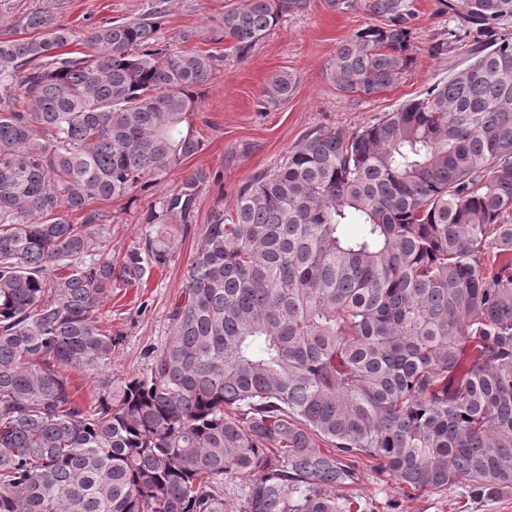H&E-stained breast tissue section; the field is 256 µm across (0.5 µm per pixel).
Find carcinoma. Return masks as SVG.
Instances as JSON below:
<instances>
[{"instance_id":"1","label":"carcinoma","mask_w":512,"mask_h":512,"mask_svg":"<svg viewBox=\"0 0 512 512\" xmlns=\"http://www.w3.org/2000/svg\"><path fill=\"white\" fill-rule=\"evenodd\" d=\"M310 0L224 12L239 55ZM375 23L333 78L371 98L412 62L415 0H328ZM472 62L356 133L320 130L213 213L147 376L112 379L98 325L120 266L69 215L198 153L190 115L224 56L158 44L148 17L91 28L52 0L0 39V512H364L336 496L366 461L403 495L512 489V0H444ZM297 77L275 74L267 101ZM196 171L148 224L190 214ZM95 380L77 397L71 372Z\"/></svg>"}]
</instances>
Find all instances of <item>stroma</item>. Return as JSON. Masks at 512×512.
I'll return each instance as SVG.
<instances>
[{
    "label": "stroma",
    "instance_id": "stroma-1",
    "mask_svg": "<svg viewBox=\"0 0 512 512\" xmlns=\"http://www.w3.org/2000/svg\"><path fill=\"white\" fill-rule=\"evenodd\" d=\"M239 0H167L159 25V42L171 49L220 50L224 65L205 87L192 123L202 140L201 150L179 167L155 178L149 190L92 204L109 233L106 244L114 260L155 236L156 225L146 223L150 209L178 192L186 175L202 171L206 181L197 188L190 220L171 213L165 220L170 255L153 267L147 279L115 283L112 295L100 306L102 329L118 336L109 372L120 380L150 370L167 345L169 318L184 288L190 259L199 247L211 214L229 209L238 191L256 174L285 160L308 135L320 130L346 134L374 123L383 113L417 98L469 64L464 48L441 47L448 18L441 0H416L411 54L414 61L392 87L371 98L342 93L331 76L339 42L366 26L363 10L339 13L327 0H312L307 13L272 30L244 56H236L218 39L226 10ZM152 0H62L55 16L73 32L67 49L84 51L83 37L91 27L109 19H134L149 12ZM281 71L296 74L298 85L287 101L272 105L263 94L271 77ZM346 495L365 499L372 512H512V489L475 497L461 486L448 491L402 497L396 485L368 467H361L356 484Z\"/></svg>",
    "mask_w": 512,
    "mask_h": 512
}]
</instances>
